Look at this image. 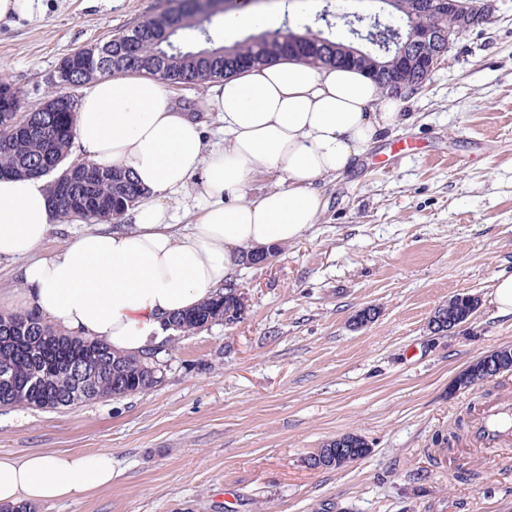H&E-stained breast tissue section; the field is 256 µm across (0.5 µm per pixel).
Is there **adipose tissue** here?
I'll return each instance as SVG.
<instances>
[{"mask_svg": "<svg viewBox=\"0 0 512 512\" xmlns=\"http://www.w3.org/2000/svg\"><path fill=\"white\" fill-rule=\"evenodd\" d=\"M401 105L367 71L278 60L206 82L199 106L220 133L210 142L159 77L89 81L76 162L128 171L147 196L131 223L100 221L47 251L49 181L0 177V259L19 263L9 307L120 355L160 347L167 319L207 301L239 256L303 237L323 206L318 181L349 170ZM270 174L276 182L248 196ZM114 475L108 451L0 453V504L80 501Z\"/></svg>", "mask_w": 512, "mask_h": 512, "instance_id": "obj_1", "label": "adipose tissue"}]
</instances>
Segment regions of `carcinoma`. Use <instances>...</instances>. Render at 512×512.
Returning <instances> with one entry per match:
<instances>
[{
    "label": "carcinoma",
    "instance_id": "obj_1",
    "mask_svg": "<svg viewBox=\"0 0 512 512\" xmlns=\"http://www.w3.org/2000/svg\"><path fill=\"white\" fill-rule=\"evenodd\" d=\"M226 0H178L177 5L149 17L132 29L96 47L95 59L72 53L57 71L60 86H81L97 77L129 73L158 76L169 85L197 84L232 76L250 66L296 57L313 63L346 64L375 72L381 88L397 93L414 91L417 73L394 71L390 57L356 50L335 41L290 27L266 31L231 46H214L211 39L199 44L211 18L222 15ZM390 17L405 25L409 38L411 20H429L426 0H397L389 4ZM443 42H412L413 55L427 57L444 49ZM49 111L39 113L43 127L22 131L0 143V176L52 177V206L56 216L80 217L89 222H124L145 192L130 174L111 167L60 164L76 125L77 99L54 94L47 99ZM17 92L0 81V123L3 119L25 121L18 116ZM239 288L229 282L215 297L169 324L175 337L189 336L219 321L234 324L244 318L238 302ZM479 299L471 294L454 296L434 312V331L441 323L458 324L472 317ZM157 353L122 356L99 342L82 341L53 330L32 314H0V408L73 409L108 397L120 398L145 392L161 381ZM95 369L99 380L93 391L74 395V376L79 369ZM512 371V347H499L479 358L453 380L451 391L470 389ZM368 441L360 434L336 437L318 450L327 467H342L367 456Z\"/></svg>",
    "mask_w": 512,
    "mask_h": 512
}]
</instances>
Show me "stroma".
I'll return each instance as SVG.
<instances>
[{"mask_svg": "<svg viewBox=\"0 0 512 512\" xmlns=\"http://www.w3.org/2000/svg\"><path fill=\"white\" fill-rule=\"evenodd\" d=\"M168 0H45L0 21V80L41 105L63 58L103 43ZM455 39L403 117L357 164L318 183L325 206L281 254L240 264V322L171 343L156 387L60 411L0 409V451H111L110 487L35 512H512V448L436 434L512 392V373L451 392L454 378L512 346V316L485 296L512 275V0ZM381 0H266L263 27L332 37ZM479 298L472 322L434 334L436 308ZM376 319L355 327L362 308ZM363 435L366 457L309 459ZM336 448H344L346 452L337 456ZM370 452L371 447L365 437L360 434L349 433L338 436L319 448L318 453L312 459L310 458V465L313 466L312 463L317 460L316 456L318 455V459H327V462H324L325 467L339 468L367 456Z\"/></svg>", "mask_w": 512, "mask_h": 512, "instance_id": "obj_1", "label": "stroma"}]
</instances>
